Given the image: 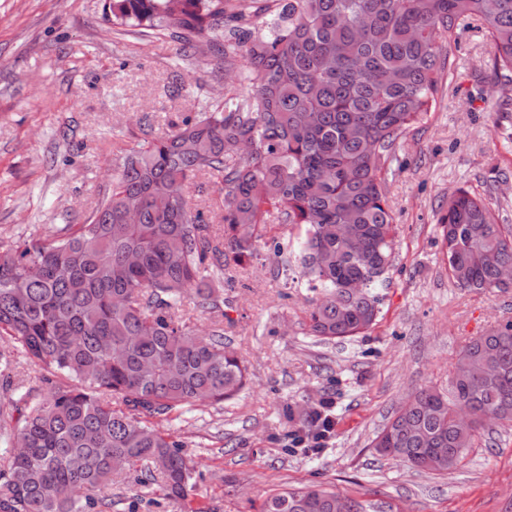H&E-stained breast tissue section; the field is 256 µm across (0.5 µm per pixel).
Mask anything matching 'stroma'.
<instances>
[{
  "label": "stroma",
  "instance_id": "obj_1",
  "mask_svg": "<svg viewBox=\"0 0 512 512\" xmlns=\"http://www.w3.org/2000/svg\"><path fill=\"white\" fill-rule=\"evenodd\" d=\"M105 0H0V241L42 239L84 223L114 162L132 140L163 135L194 115L199 95L223 89L222 62L181 58L177 41L107 21ZM487 37L458 32L455 78L434 112L405 130L388 181L397 224L390 284L364 335L309 336L305 288H289L271 261L232 273L227 340L249 383L221 405H195L167 425L197 465L205 512H253L284 485L325 483L368 512H512V425H490L448 473L380 457L372 441L415 390H448L465 340L512 320V288L471 291L448 275L439 223L460 188L487 198L512 224V104ZM333 403L324 449L291 444L308 407ZM112 512H180L116 479Z\"/></svg>",
  "mask_w": 512,
  "mask_h": 512
}]
</instances>
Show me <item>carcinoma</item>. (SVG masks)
Listing matches in <instances>:
<instances>
[{
  "instance_id": "obj_1",
  "label": "carcinoma",
  "mask_w": 512,
  "mask_h": 512,
  "mask_svg": "<svg viewBox=\"0 0 512 512\" xmlns=\"http://www.w3.org/2000/svg\"><path fill=\"white\" fill-rule=\"evenodd\" d=\"M112 24L167 34L183 56L224 60L244 80L170 131L127 149L83 224L0 243V384L16 395L14 448L0 465V512H110L112 481L188 506L193 463L160 423L196 402L222 404L248 381L224 338V275L257 256L263 231L315 292L310 335L346 339L380 313L393 266L387 176L399 136L453 80L452 40L475 21L512 83V0H107ZM209 176L222 231L190 196ZM448 275L462 288L509 287L512 224L461 189L440 222ZM203 315L200 330L190 313ZM49 386L14 381L15 357ZM473 415L458 422L457 411ZM512 424V320L458 351L450 389L423 388L372 441L415 470L457 468L483 416ZM318 484L266 497L259 512H339Z\"/></svg>"
}]
</instances>
